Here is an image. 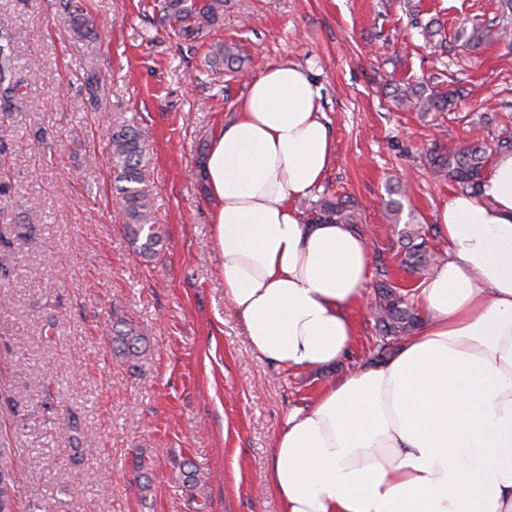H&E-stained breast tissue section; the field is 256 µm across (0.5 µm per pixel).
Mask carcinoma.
I'll list each match as a JSON object with an SVG mask.
<instances>
[{
  "instance_id": "carcinoma-1",
  "label": "carcinoma",
  "mask_w": 512,
  "mask_h": 512,
  "mask_svg": "<svg viewBox=\"0 0 512 512\" xmlns=\"http://www.w3.org/2000/svg\"><path fill=\"white\" fill-rule=\"evenodd\" d=\"M64 9L74 38L85 39L95 35L94 22L88 17L80 0H66ZM159 22L171 28L178 36L198 40L221 25L224 18V0H159ZM456 38L476 50L498 41L512 39V25L502 23L494 28L474 21L463 25ZM213 55L224 63V68L235 71L241 67L242 57L230 44H217ZM12 38L0 33V109L8 111L15 106L18 81L13 73ZM456 92H436L422 85H408L396 89L398 106L417 112H444L455 99ZM112 162L115 172V191L119 195L125 215V228L138 243L140 253L154 255L162 242L159 225L154 221L153 192L145 162V135L142 131L120 127L112 131ZM490 147L477 139L466 146L439 147L430 154L429 167L439 179L457 184L472 195L481 191V175L490 159ZM341 223L357 228L358 218L349 201L339 197H323L306 215L305 223ZM402 243V263L413 272L426 276L435 264L422 226L407 223L398 231ZM378 300L374 305L375 325L379 332L377 352L373 359L381 361L396 348L405 336L412 335L419 318L410 303V293L387 282V271L377 269ZM114 353L128 362L136 363L146 352V338L133 325H112ZM14 460L12 450L0 442V512H14Z\"/></svg>"
}]
</instances>
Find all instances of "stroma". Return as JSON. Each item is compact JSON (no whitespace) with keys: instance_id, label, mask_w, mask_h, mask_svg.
<instances>
[{"instance_id":"1","label":"stroma","mask_w":512,"mask_h":512,"mask_svg":"<svg viewBox=\"0 0 512 512\" xmlns=\"http://www.w3.org/2000/svg\"><path fill=\"white\" fill-rule=\"evenodd\" d=\"M99 35L72 39L62 0H0V27L15 38L26 106L0 111V236L11 274L0 280V435L12 449L19 508L48 512H280L269 478L276 437L294 408L371 363L376 275L352 308L358 336L336 364L288 372L258 358L224 294L221 258L200 164L249 76L288 62L322 86L334 160L297 201L349 197L371 265L420 292L400 264L398 229L385 202L445 256L437 217L457 187L434 181L433 146L494 142L512 114V44L470 50L463 23L495 21L499 0H226L209 42L160 26L153 0H84ZM438 21L425 38L421 27ZM237 45L241 72L208 64L213 43ZM105 96L88 101L84 76ZM461 90L445 112L397 109L395 87ZM148 131L156 256L124 231L114 190L110 134ZM39 223H29L30 214ZM147 340L137 367L112 353V323ZM144 457L151 481H137ZM191 463L199 479L182 475Z\"/></svg>"}]
</instances>
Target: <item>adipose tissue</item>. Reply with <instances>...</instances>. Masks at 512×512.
<instances>
[{"instance_id": "1", "label": "adipose tissue", "mask_w": 512, "mask_h": 512, "mask_svg": "<svg viewBox=\"0 0 512 512\" xmlns=\"http://www.w3.org/2000/svg\"><path fill=\"white\" fill-rule=\"evenodd\" d=\"M321 99L307 69L267 67L202 167L224 294L258 357L285 370L350 351L370 263L349 225L295 207L332 162ZM438 222L448 251L422 283L420 330L286 416L271 467L282 512H512V152Z\"/></svg>"}]
</instances>
